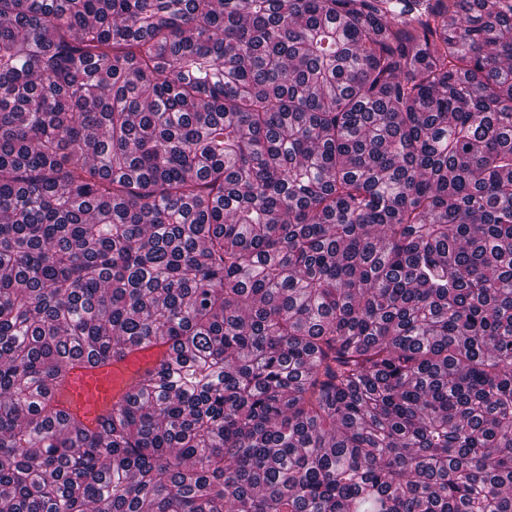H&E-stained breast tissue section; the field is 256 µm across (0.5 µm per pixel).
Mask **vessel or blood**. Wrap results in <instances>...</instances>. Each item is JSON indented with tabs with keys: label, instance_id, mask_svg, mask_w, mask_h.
<instances>
[{
	"label": "vessel or blood",
	"instance_id": "obj_1",
	"mask_svg": "<svg viewBox=\"0 0 512 512\" xmlns=\"http://www.w3.org/2000/svg\"><path fill=\"white\" fill-rule=\"evenodd\" d=\"M175 356L168 345L150 344L129 348L122 356L105 363L78 365L58 397L71 416L86 426H96L136 378Z\"/></svg>",
	"mask_w": 512,
	"mask_h": 512
}]
</instances>
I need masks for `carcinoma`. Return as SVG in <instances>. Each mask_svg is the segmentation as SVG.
<instances>
[{
    "label": "carcinoma",
    "instance_id": "1",
    "mask_svg": "<svg viewBox=\"0 0 512 512\" xmlns=\"http://www.w3.org/2000/svg\"><path fill=\"white\" fill-rule=\"evenodd\" d=\"M0 512H512V0H0ZM176 355L166 344H150L131 347L119 358L105 363L92 365L85 360L70 373L58 397L71 416L94 427L101 417L112 412V404L136 378Z\"/></svg>",
    "mask_w": 512,
    "mask_h": 512
}]
</instances>
